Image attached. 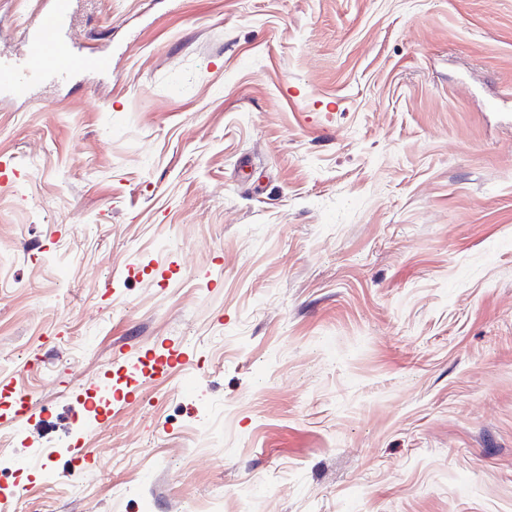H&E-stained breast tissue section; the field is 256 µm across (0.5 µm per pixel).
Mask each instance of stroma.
<instances>
[{
	"mask_svg": "<svg viewBox=\"0 0 512 512\" xmlns=\"http://www.w3.org/2000/svg\"><path fill=\"white\" fill-rule=\"evenodd\" d=\"M74 9L111 73L0 93V512H512V0Z\"/></svg>",
	"mask_w": 512,
	"mask_h": 512,
	"instance_id": "stroma-1",
	"label": "stroma"
}]
</instances>
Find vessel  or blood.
I'll return each instance as SVG.
<instances>
[{"instance_id": "b4317fda", "label": "vessel or blood", "mask_w": 512, "mask_h": 512, "mask_svg": "<svg viewBox=\"0 0 512 512\" xmlns=\"http://www.w3.org/2000/svg\"><path fill=\"white\" fill-rule=\"evenodd\" d=\"M73 0H48L28 31L26 60L0 54V89L18 99L30 98L33 87L46 79L68 81L72 76L106 73L112 61L105 54L85 52L69 35Z\"/></svg>"}]
</instances>
